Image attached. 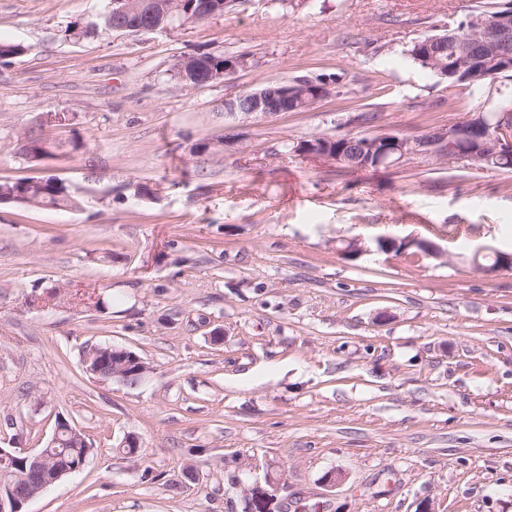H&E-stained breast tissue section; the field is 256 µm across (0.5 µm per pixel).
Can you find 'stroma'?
I'll return each mask as SVG.
<instances>
[{
    "mask_svg": "<svg viewBox=\"0 0 512 512\" xmlns=\"http://www.w3.org/2000/svg\"><path fill=\"white\" fill-rule=\"evenodd\" d=\"M479 2L239 0L174 31L78 39L66 27L105 0H0V39L25 48L0 60V182L56 177L82 200L0 204V448L37 453L61 420L92 443L25 512H249L256 487L274 512H512V272L470 264L481 245L512 253V172L283 148L474 117L487 92L404 51ZM197 53L245 63L177 85L175 58ZM321 74L341 98L224 115ZM362 111L377 121L350 122ZM31 138L51 154L21 156ZM382 236L441 254L343 249ZM104 345L149 374H88ZM337 140H340V138L317 136L310 140L299 141L297 144L301 143L296 148V153L315 161H333L338 164L341 152L336 151L335 142ZM296 145L294 143L292 145L285 144L284 149L293 151ZM104 349H112V379L113 378H131L134 377L136 380L143 378V376L149 372V367L140 359V357L132 350L122 349L121 351L125 356V360L122 362L120 367L113 365V355L116 354L112 345L102 346ZM130 359V363H126L127 359ZM126 363V364H125ZM124 364V365H123ZM134 367V368H133Z\"/></svg>",
    "mask_w": 512,
    "mask_h": 512,
    "instance_id": "stroma-1",
    "label": "stroma"
}]
</instances>
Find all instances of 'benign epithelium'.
I'll list each match as a JSON object with an SVG mask.
<instances>
[{
  "label": "benign epithelium",
  "mask_w": 512,
  "mask_h": 512,
  "mask_svg": "<svg viewBox=\"0 0 512 512\" xmlns=\"http://www.w3.org/2000/svg\"><path fill=\"white\" fill-rule=\"evenodd\" d=\"M238 0H193L191 9L194 15L179 18L169 16V23L162 26L155 21L153 11L144 10L131 0H111L112 29L116 31L141 34L156 31L178 29L191 21L197 22L217 16L221 10L237 3ZM459 43L469 46L470 53L466 63L449 66L444 62L436 63L439 74L446 76L454 70L475 68L481 56L488 54L494 58V70L485 75L487 81L480 87L494 88L496 81L492 77L502 70L512 69V5L506 11L492 14L473 15L469 25L452 33ZM178 69L192 70L195 73L194 86L201 87L221 80L224 75L236 69L241 63L237 58L224 59V66L218 70L198 69L199 59L194 55L177 58ZM336 87L329 83L312 82L307 86L292 80L273 82L259 90L244 92L235 98L224 101L225 115L232 118L264 119L283 112H295L311 107L320 101L334 96ZM336 139L317 136L304 140L296 148V153L315 160L339 162L341 153L336 151ZM368 153L364 167H393L404 160L421 156L435 161L463 162L471 167L483 169L493 158L507 157L512 154V112H493L483 110L474 118L461 123H448L421 137L383 132L366 145ZM378 250L405 253L415 248L427 255L439 254V249L431 242L420 238H408L400 241L389 237L376 238ZM494 255V264L485 267V271L494 273L502 270L512 271V254L489 249ZM130 362L112 367L114 378H135L137 380L149 372V367L132 350L122 349Z\"/></svg>",
  "instance_id": "7a95c632"
}]
</instances>
